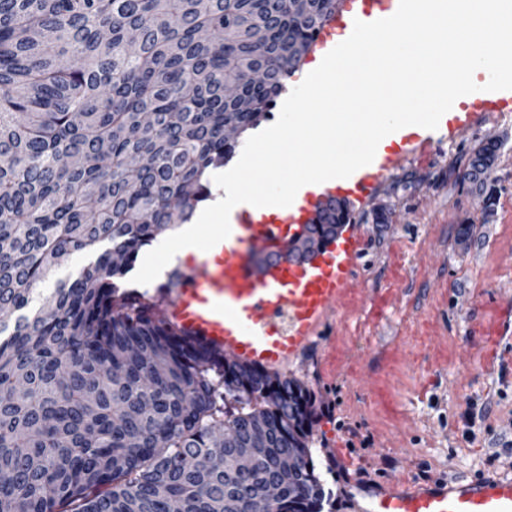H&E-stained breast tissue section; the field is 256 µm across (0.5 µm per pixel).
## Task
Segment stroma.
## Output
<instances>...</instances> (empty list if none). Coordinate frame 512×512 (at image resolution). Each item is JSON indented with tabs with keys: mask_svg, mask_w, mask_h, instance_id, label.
I'll use <instances>...</instances> for the list:
<instances>
[{
	"mask_svg": "<svg viewBox=\"0 0 512 512\" xmlns=\"http://www.w3.org/2000/svg\"><path fill=\"white\" fill-rule=\"evenodd\" d=\"M505 145L491 176L497 202L484 210L478 188L464 180L482 144ZM351 225L365 241L355 276L368 294L391 291L392 306L367 308L342 325L327 321L289 363L288 373L322 399L313 457L333 491L324 512H357L358 487L380 488L389 476H512V118L492 117L429 150L409 153L365 202L351 206ZM447 289L445 303L433 291ZM496 311L503 354L480 358L469 337L474 304ZM435 323L451 348L446 369L431 371L423 321ZM350 350L335 380L323 373L333 336ZM403 349L409 362L379 396L357 375ZM351 448L352 464L337 456Z\"/></svg>",
	"mask_w": 512,
	"mask_h": 512,
	"instance_id": "stroma-1",
	"label": "stroma"
}]
</instances>
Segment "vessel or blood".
<instances>
[{"mask_svg":"<svg viewBox=\"0 0 512 512\" xmlns=\"http://www.w3.org/2000/svg\"><path fill=\"white\" fill-rule=\"evenodd\" d=\"M399 0H341L327 32L344 38L355 21L393 15ZM512 114V90L480 91L457 100L437 129L407 126L399 144L378 147L373 162L350 177L324 182L320 192L295 198L276 223L253 219L240 208L219 255L203 253L182 271L177 287L163 290L156 302L159 317L182 334L202 340L231 359L275 366L293 359L323 320L338 314L349 319L364 300L355 286L354 268L362 241L354 229L312 261L257 269L255 257L299 234L313 223L330 198L364 202L407 157L409 146L430 147L479 126L488 116ZM361 512H512V477L456 478L421 484L401 477L379 490L366 491Z\"/></svg>","mask_w":512,"mask_h":512,"instance_id":"b4317fda","label":"vessel or blood"}]
</instances>
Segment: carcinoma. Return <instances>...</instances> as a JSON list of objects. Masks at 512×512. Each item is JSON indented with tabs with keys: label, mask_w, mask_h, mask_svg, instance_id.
<instances>
[{
	"label": "carcinoma",
	"mask_w": 512,
	"mask_h": 512,
	"mask_svg": "<svg viewBox=\"0 0 512 512\" xmlns=\"http://www.w3.org/2000/svg\"><path fill=\"white\" fill-rule=\"evenodd\" d=\"M339 3L0 0V312L17 315L0 327V512H264L271 488L272 512H323L315 392L181 334L123 279L212 195ZM502 148L464 173L486 209ZM338 223L331 199L303 232L323 250ZM74 252L90 260L41 293Z\"/></svg>",
	"instance_id": "carcinoma-1"
}]
</instances>
